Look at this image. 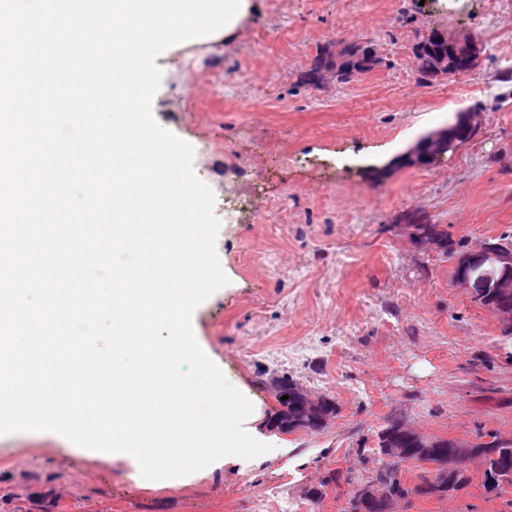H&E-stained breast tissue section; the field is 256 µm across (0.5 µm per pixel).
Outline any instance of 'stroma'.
Here are the masks:
<instances>
[{
	"label": "stroma",
	"mask_w": 512,
	"mask_h": 512,
	"mask_svg": "<svg viewBox=\"0 0 512 512\" xmlns=\"http://www.w3.org/2000/svg\"><path fill=\"white\" fill-rule=\"evenodd\" d=\"M491 0H257L223 40H188L156 58L157 122L191 144L217 198L216 252L229 284L193 332L259 417L270 452L192 474L144 479L128 460L53 432L0 436V512H346L347 486L311 489L331 470L366 473L394 416L428 437L512 438V333L454 286L448 257L415 244L408 214L475 247L512 237V7ZM475 36L467 76L418 83L414 49L431 30ZM371 43L373 72L308 83L319 52ZM477 135L426 167L393 159L454 113ZM286 376L331 399L320 431L267 421ZM398 512H512V486L481 471L453 496Z\"/></svg>",
	"instance_id": "1"
}]
</instances>
